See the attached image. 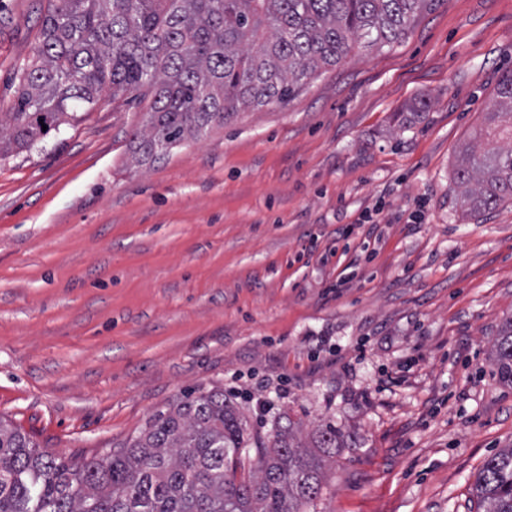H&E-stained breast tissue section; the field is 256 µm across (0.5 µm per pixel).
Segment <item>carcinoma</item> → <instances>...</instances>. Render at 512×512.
Returning a JSON list of instances; mask_svg holds the SVG:
<instances>
[{"label": "carcinoma", "instance_id": "1", "mask_svg": "<svg viewBox=\"0 0 512 512\" xmlns=\"http://www.w3.org/2000/svg\"><path fill=\"white\" fill-rule=\"evenodd\" d=\"M436 2L54 0L32 60L17 68V100L0 112V158L79 123L110 92L150 99L133 143L139 159L161 161L242 109L285 101L354 46L400 41ZM456 186L470 214L512 201V74L478 140L461 146ZM491 359L512 386V317ZM248 429L217 387L184 393L126 445L90 457L51 453L0 419V512H303L327 460L351 447L330 423L303 439L284 412L240 477ZM474 491L485 512H512V448L485 460Z\"/></svg>", "mask_w": 512, "mask_h": 512}]
</instances>
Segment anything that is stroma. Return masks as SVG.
I'll list each match as a JSON object with an SVG mask.
<instances>
[{
	"label": "stroma",
	"mask_w": 512,
	"mask_h": 512,
	"mask_svg": "<svg viewBox=\"0 0 512 512\" xmlns=\"http://www.w3.org/2000/svg\"><path fill=\"white\" fill-rule=\"evenodd\" d=\"M47 7L0 0L2 107ZM510 72L512 0H439L163 161L134 162L125 94L0 160V418L89 456L220 387L261 436L269 401L350 435L304 512H484L512 203L463 214L454 172Z\"/></svg>",
	"instance_id": "35a3bbf8"
}]
</instances>
